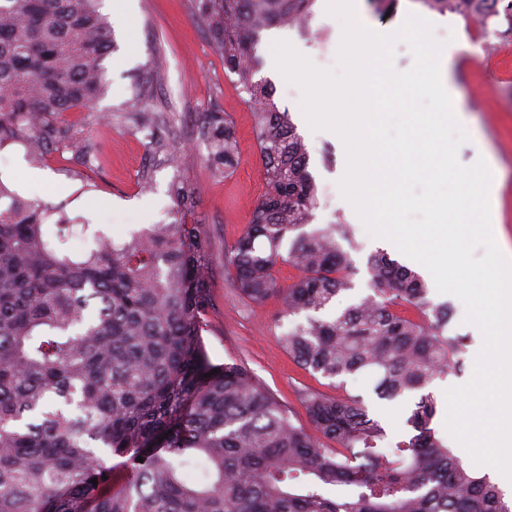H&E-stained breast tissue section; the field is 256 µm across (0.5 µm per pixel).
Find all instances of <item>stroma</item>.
Here are the masks:
<instances>
[{
  "mask_svg": "<svg viewBox=\"0 0 512 512\" xmlns=\"http://www.w3.org/2000/svg\"><path fill=\"white\" fill-rule=\"evenodd\" d=\"M327 6V0H316L309 33L290 27L280 28L279 33L315 67L337 73L341 70L338 52L343 21L329 13ZM408 7L418 14L428 11L421 0H358L356 4L359 22L373 30L401 26ZM100 10L118 45L102 62L106 92L93 111L72 112L66 117L76 136L93 143L90 163L80 165L61 149L55 151L54 163L33 166L23 147L9 145L0 148V178L8 180L19 195L81 217L116 238L151 224L168 223L173 205L169 188L173 182L187 181L196 195L193 218L205 225L212 241L213 306L203 334L206 351L216 364L245 361L279 401L294 411L298 421L308 424L299 392L306 386L328 391L327 379L311 377L283 348L279 299L244 304L224 279V247L245 229L265 190L253 136L257 104L238 90L235 75L225 71L223 56L195 16L193 0H132L128 6L123 0H102ZM465 33L470 48L458 55L454 82L466 100L471 129L467 141L457 149V159L466 166L480 159L493 164L499 179L500 235L511 247L512 38L480 36L470 27ZM270 42L269 32H262L257 45L262 65L255 78L271 83L275 103L288 109L308 148L309 169L318 190L312 225L318 228L342 222L353 227L351 255L358 273L353 291L336 300L342 308L354 296L367 292L365 269L371 254L387 252L405 266L410 260L371 235L354 206L343 197L340 182L347 171L345 144L337 133L310 126L300 109L301 88L266 62ZM150 69L156 70L158 81L146 105L170 127L182 150L177 163L153 152L145 132L136 129L123 111L138 90L137 76ZM214 106L232 117L241 146L239 166L225 177L207 166L208 147L197 136L204 112ZM29 172L37 174V181H23V174ZM430 296L434 302H448L453 310L451 330L467 338L464 369L436 379L429 387L438 405L434 427L444 436L448 433L445 392L470 380L483 338L476 326L465 322L459 299L435 290Z\"/></svg>",
  "mask_w": 512,
  "mask_h": 512,
  "instance_id": "stroma-1",
  "label": "stroma"
}]
</instances>
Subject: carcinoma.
I'll return each mask as SVG.
<instances>
[{"label": "carcinoma", "mask_w": 512, "mask_h": 512, "mask_svg": "<svg viewBox=\"0 0 512 512\" xmlns=\"http://www.w3.org/2000/svg\"><path fill=\"white\" fill-rule=\"evenodd\" d=\"M193 2L224 69L260 105L266 191L224 248V278L247 304L283 301L296 322L282 344L334 393L300 391L308 429L245 362L211 361L202 337L211 240L188 223L186 182L170 186V223L115 239L0 179V512H512V497L432 427L438 408L426 388L463 365L466 337L448 332V304L378 252L366 264L369 291L336 308L354 289L343 246L352 227L304 231L318 205L309 152L255 80L256 46L274 25L306 29L315 0ZM421 2L512 37V0ZM113 47L99 0H0V147L22 146L33 164L61 148L89 157L90 142L62 115L91 110ZM151 91L142 83L125 111L153 132L159 117L143 106ZM198 134L209 167L233 173L230 116L204 113ZM78 234L88 240L81 252L69 246ZM283 264L297 270L289 284ZM355 376L372 378L381 400L412 397L394 445L347 390ZM192 464L205 479L188 476Z\"/></svg>", "instance_id": "cac0c4a2"}]
</instances>
